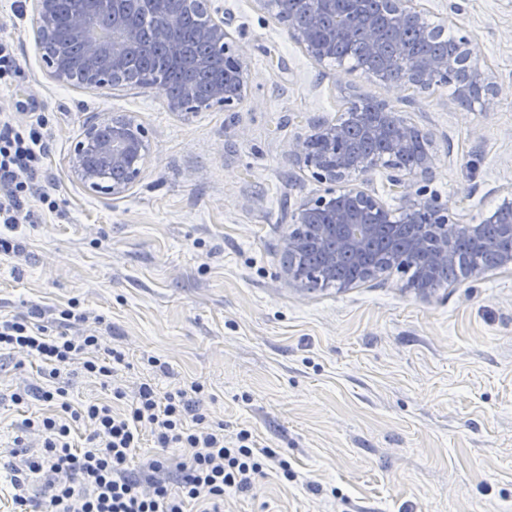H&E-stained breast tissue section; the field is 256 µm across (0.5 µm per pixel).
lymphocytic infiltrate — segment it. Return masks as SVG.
<instances>
[{
  "mask_svg": "<svg viewBox=\"0 0 512 512\" xmlns=\"http://www.w3.org/2000/svg\"><path fill=\"white\" fill-rule=\"evenodd\" d=\"M48 140L42 124H23L12 113H0V252L20 246L12 234L33 223L36 210L54 211L52 182L44 160ZM60 329L49 334L39 312L0 316V354H22L38 362L39 382L15 390L13 404L38 401L53 410L49 416L23 420L25 431L42 439L38 454L10 464L14 512H188L190 504L203 512H223L226 491H252L270 469L287 471L288 462L270 448L258 447L252 431L228 436L222 423L209 421L202 410L198 383L159 393L140 384L125 412L111 405H73L59 385L64 369L80 364L87 376L111 380L125 362L123 351L103 348L95 334L68 335L71 324L85 321L84 312L69 307L60 313ZM89 429L84 444H76L77 426ZM152 437L156 454L145 455V437ZM179 448L180 458L165 457L164 449ZM39 485L30 494L31 485Z\"/></svg>",
  "mask_w": 512,
  "mask_h": 512,
  "instance_id": "1",
  "label": "lymphocytic infiltrate"
}]
</instances>
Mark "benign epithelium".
Instances as JSON below:
<instances>
[{"mask_svg": "<svg viewBox=\"0 0 512 512\" xmlns=\"http://www.w3.org/2000/svg\"><path fill=\"white\" fill-rule=\"evenodd\" d=\"M32 2L41 59L49 76L58 82L69 83L78 73L88 90L127 85L128 56L154 45L187 70L204 68L208 61L181 36L185 19L196 13L202 19L196 37L212 58L223 61L224 78L212 81L204 95L186 86L167 97L170 109L198 112L222 106L229 110L242 101L245 80L241 48L226 29L224 18L214 16L212 0H109L112 36L105 40L92 34L98 0H86L85 9L71 14L63 30L57 25L60 0ZM259 2L286 24L292 39L316 62L342 61L336 53L337 44L351 43L359 33L370 52L382 49L381 24L365 12L364 0H322L318 13L306 10V0ZM387 5L393 53L376 73L381 81L423 91L452 85L456 96L470 105L478 104L484 110L493 107L500 88L489 80L485 68L470 64L473 49L468 38H458L456 53L449 57L415 53L403 42L405 32L416 31L427 40L439 41L445 38V29L429 22L420 0H387ZM355 126L368 136L388 139L385 168L389 188L401 202L398 217L372 194L343 186L349 172L368 171L362 164L352 166L340 149ZM415 137L416 128L397 113L355 107L336 123L322 126L296 144L295 152L304 165L328 187L323 195L302 203L292 214L290 230L283 239L288 283L309 291L324 283L335 284L336 269L342 264L365 268V279L370 280L403 267L407 258L424 254L427 262L418 268L408 287L425 294L434 287L441 269H465L454 241H477L491 229L499 242L493 266L512 267V196L504 198L496 209L465 220L455 217L448 204L427 188L411 192L409 177L417 169L430 171L433 164L427 152L413 167L404 162ZM144 156V127L127 116L104 115L85 125L74 146L71 170L88 190L118 195L135 183ZM380 239L389 242L392 259L381 267L369 265L367 251Z\"/></svg>", "mask_w": 512, "mask_h": 512, "instance_id": "benign-epithelium-1", "label": "benign epithelium"}]
</instances>
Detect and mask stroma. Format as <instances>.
<instances>
[{"mask_svg": "<svg viewBox=\"0 0 512 512\" xmlns=\"http://www.w3.org/2000/svg\"><path fill=\"white\" fill-rule=\"evenodd\" d=\"M243 53L231 110L171 111L135 85L89 91L44 70L31 0H0V38L19 68L0 112L39 118L57 209L23 226L0 258V314H42L49 333L78 302L127 366L126 393L200 382L226 435L251 429L287 459L224 512H512V268L458 276L421 296L392 270L341 288L289 285L290 214L323 194L294 154L357 96L388 104L425 133L430 172L412 187L469 218L512 193V0H424L431 23L467 37L504 92L459 105L451 86L385 84L351 61L310 59L258 0H213ZM125 114L146 130L126 192L88 191L70 160L85 124ZM76 403L111 400L79 365L61 376ZM115 412L126 403L111 400ZM17 409L0 408V460L41 446Z\"/></svg>", "mask_w": 512, "mask_h": 512, "instance_id": "1", "label": "stroma"}]
</instances>
